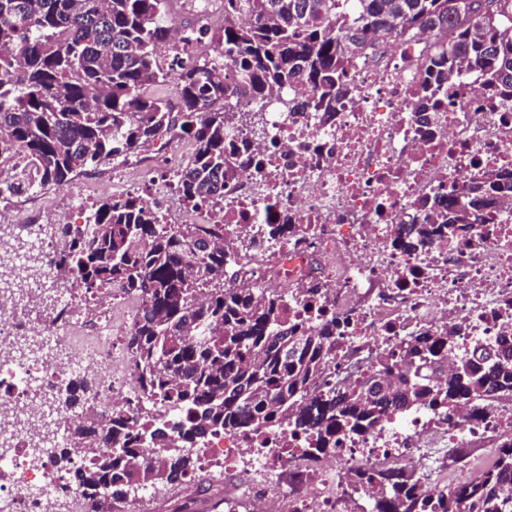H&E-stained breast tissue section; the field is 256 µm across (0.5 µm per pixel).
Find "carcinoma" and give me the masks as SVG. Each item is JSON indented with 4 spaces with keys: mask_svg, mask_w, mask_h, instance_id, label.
I'll return each instance as SVG.
<instances>
[{
    "mask_svg": "<svg viewBox=\"0 0 512 512\" xmlns=\"http://www.w3.org/2000/svg\"><path fill=\"white\" fill-rule=\"evenodd\" d=\"M168 0H0V171L26 161L16 188L68 183L107 160H128L149 142L185 137L192 156L175 176L178 197L201 205L224 193L237 173L225 128L247 125L261 136V112L234 110L241 96L282 98L285 108L309 103L283 93L305 80L314 111L334 112L351 93L355 60H375L396 39L426 32L435 39L421 97L453 88L469 70L490 92L512 99V0H224V25L213 32L186 26L185 43L168 58ZM206 44L200 61L187 47ZM173 78L176 102L148 90ZM500 178L476 179L459 206L434 209L453 234L483 220ZM63 242L54 264L69 293L99 299L120 289L138 295L141 310L124 336L142 398L162 400L184 417L165 432L137 424L124 411L97 420L83 379H72L65 402L84 418L70 436L87 462L75 479L93 512H113L143 487L179 485L195 475L192 449L224 429H260L285 421L316 433L317 453L340 430L364 431L410 406L453 412L490 394L512 393L509 350H485L459 361L443 358L453 328L418 336L408 346L418 365L391 379L389 355L373 376L341 393L317 382L334 357L335 328L278 323V296L224 287L222 224L164 223L135 197L107 198L85 225L57 226ZM375 512H512V443L492 466L451 488L415 492L414 475L377 472Z\"/></svg>",
    "mask_w": 512,
    "mask_h": 512,
    "instance_id": "carcinoma-1",
    "label": "carcinoma"
}]
</instances>
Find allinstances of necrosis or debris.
Returning a JSON list of instances; mask_svg holds the SVG:
<instances>
[{
  "label": "necrosis or debris",
  "instance_id": "necrosis-or-debris-1",
  "mask_svg": "<svg viewBox=\"0 0 512 512\" xmlns=\"http://www.w3.org/2000/svg\"><path fill=\"white\" fill-rule=\"evenodd\" d=\"M429 35L396 41L379 60L350 69L352 94L332 112H292L274 98L239 99L263 112V136L235 125L227 142L242 167L204 216L183 210L173 175L185 164L162 145L139 171L114 174L115 194L141 195L169 224H220L224 285L274 291L281 321L313 328L339 321L336 358L324 378L342 391L417 336L457 329L448 366L477 346L512 338V207L492 204L485 223L407 246L406 229L432 203H462L487 170L512 186V99L491 97L466 75L450 100L425 109L419 87ZM43 188L0 190V512H86L60 458L74 412L62 405L72 378L91 381L101 409L123 406L138 422L167 423L177 411L145 406L133 362L113 339L125 335L139 298L111 311L58 289V241L41 221ZM289 225L273 239L269 225ZM94 322L93 335L81 333ZM512 440V397L490 396L451 417L423 407L388 415L364 433L339 432L332 450L311 454L315 436L273 423L224 430L199 452L224 465V512H373L375 489L361 476L403 467L416 491L441 486L452 448Z\"/></svg>",
  "mask_w": 512,
  "mask_h": 512
}]
</instances>
